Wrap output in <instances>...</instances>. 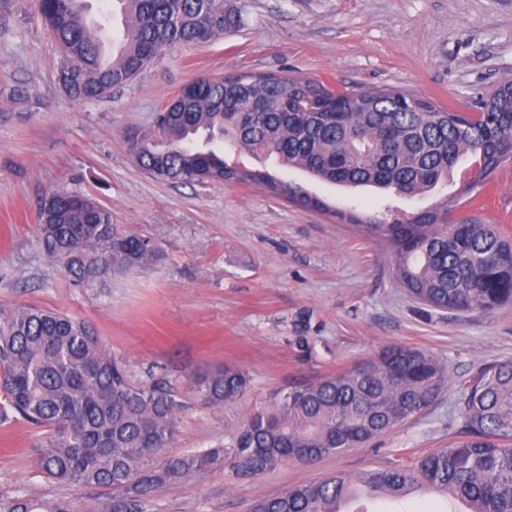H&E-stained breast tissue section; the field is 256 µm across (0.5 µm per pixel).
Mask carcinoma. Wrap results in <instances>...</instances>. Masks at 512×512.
<instances>
[{
    "mask_svg": "<svg viewBox=\"0 0 512 512\" xmlns=\"http://www.w3.org/2000/svg\"><path fill=\"white\" fill-rule=\"evenodd\" d=\"M121 36L112 59L104 24L87 19L86 0H34V12L62 56L56 80L73 100L105 97L144 70L163 50L213 40L239 18L225 0H118ZM487 113L464 123L436 102L393 87H346L273 72L200 75L157 112L153 125L131 129L135 163L169 182L247 184L276 197H301L328 211L295 182L228 161L224 147L275 156L288 168L346 187H371L423 199L448 187L463 157L482 173L512 162V81L482 94ZM482 180L468 179L426 212L394 217L392 206L341 219L389 244L398 283L439 311L492 312L512 303V242L495 225L443 218ZM43 251L76 285L112 270L148 269L163 258L149 238L112 223L96 199L57 189L42 198ZM247 377L217 366L189 377L202 404L221 407L243 395ZM446 367L421 350L392 345L376 357L294 386L252 414L232 440L201 452L170 455L177 416L186 406L163 382L142 384L113 357L94 326L32 305L0 308V423L43 431L30 449L35 473L58 486L102 494L90 512H147L164 488L224 464L255 478L288 462L309 463L360 448L422 413L448 390ZM461 438L426 455L356 474L328 475L276 496L251 512H341L352 496L398 502L414 486L451 495L467 512H512V360L457 381ZM0 512H78L73 500L19 494Z\"/></svg>",
    "mask_w": 512,
    "mask_h": 512,
    "instance_id": "carcinoma-1",
    "label": "carcinoma"
}]
</instances>
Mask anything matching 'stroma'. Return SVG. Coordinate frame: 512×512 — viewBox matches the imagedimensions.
Instances as JSON below:
<instances>
[{
    "label": "stroma",
    "mask_w": 512,
    "mask_h": 512,
    "mask_svg": "<svg viewBox=\"0 0 512 512\" xmlns=\"http://www.w3.org/2000/svg\"><path fill=\"white\" fill-rule=\"evenodd\" d=\"M239 28L175 47L136 78L91 102L54 81L60 62L32 0L0 15V307L31 304L92 323L136 379L215 365L244 371V395L220 408L188 401L172 453L229 443L243 422L289 387L317 380L400 344L432 354L451 380L512 360V305L450 313L418 304L397 282L390 253L356 233L340 212L413 213L427 200L347 190L297 169L244 156L302 184L329 212L305 209L239 185L170 183L140 169L123 135L202 74L275 72L334 86H391L444 107L512 80V0H229ZM26 85L31 97L6 89ZM67 189L89 194L113 223L150 237L163 253L147 270L108 273L82 286L43 252L40 200ZM457 217L493 224L512 241V163L469 194ZM456 388L368 446L291 462L256 478L216 467L161 491L148 512H250L257 496L336 472L387 467L458 439ZM38 438L0 424V497L56 495L27 454Z\"/></svg>",
    "instance_id": "stroma-1"
}]
</instances>
